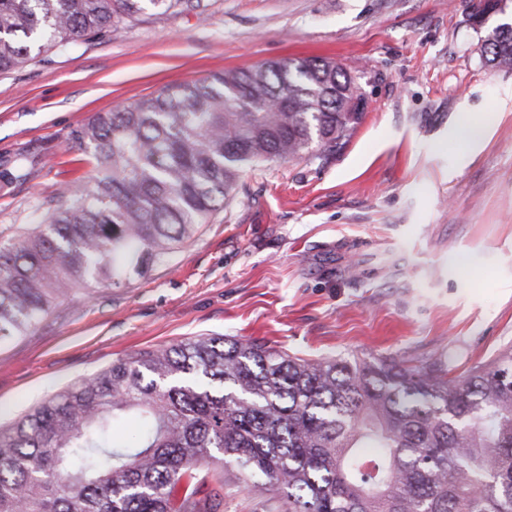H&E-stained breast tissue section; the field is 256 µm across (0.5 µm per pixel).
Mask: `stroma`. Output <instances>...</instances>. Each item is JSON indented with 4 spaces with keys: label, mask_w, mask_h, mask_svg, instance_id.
<instances>
[{
    "label": "stroma",
    "mask_w": 512,
    "mask_h": 512,
    "mask_svg": "<svg viewBox=\"0 0 512 512\" xmlns=\"http://www.w3.org/2000/svg\"><path fill=\"white\" fill-rule=\"evenodd\" d=\"M0 75V240L93 166L75 132L115 105L292 57L346 65L365 101L326 163L258 162L229 207L121 288L69 292L0 343V424L133 351L193 336L308 358L462 372L512 344V70L485 65L469 0H209ZM469 118L482 139L459 147Z\"/></svg>",
    "instance_id": "obj_1"
}]
</instances>
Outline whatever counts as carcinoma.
Instances as JSON below:
<instances>
[{
    "mask_svg": "<svg viewBox=\"0 0 512 512\" xmlns=\"http://www.w3.org/2000/svg\"><path fill=\"white\" fill-rule=\"evenodd\" d=\"M512 0H477L472 16ZM205 0H0V74ZM487 65L512 70V23ZM356 98L359 108L345 110ZM364 112L350 72L287 58L123 104L77 134L96 174L0 242V342L75 288L144 277L236 198L258 161H326ZM232 465L279 512H512V347L463 373L400 358H302L263 340L150 347L0 427V512H224Z\"/></svg>",
    "mask_w": 512,
    "mask_h": 512,
    "instance_id": "carcinoma-1",
    "label": "carcinoma"
}]
</instances>
